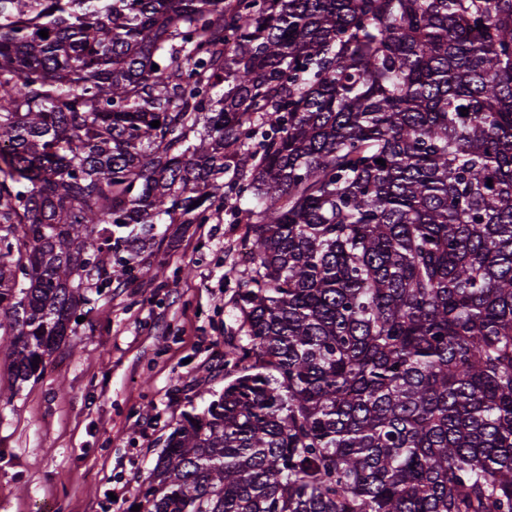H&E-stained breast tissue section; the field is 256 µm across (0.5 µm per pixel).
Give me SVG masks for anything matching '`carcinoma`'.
Listing matches in <instances>:
<instances>
[{
  "label": "carcinoma",
  "instance_id": "carcinoma-1",
  "mask_svg": "<svg viewBox=\"0 0 512 512\" xmlns=\"http://www.w3.org/2000/svg\"><path fill=\"white\" fill-rule=\"evenodd\" d=\"M231 201L245 337L145 512H512V0H0L14 381Z\"/></svg>",
  "mask_w": 512,
  "mask_h": 512
}]
</instances>
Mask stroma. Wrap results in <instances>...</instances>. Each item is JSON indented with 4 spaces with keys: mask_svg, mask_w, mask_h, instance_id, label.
<instances>
[{
    "mask_svg": "<svg viewBox=\"0 0 512 512\" xmlns=\"http://www.w3.org/2000/svg\"><path fill=\"white\" fill-rule=\"evenodd\" d=\"M245 244L229 212L172 225L165 278L93 295L38 379L0 365V512H131L184 411L224 390V340L243 336L233 303ZM126 498L112 503V490Z\"/></svg>",
    "mask_w": 512,
    "mask_h": 512,
    "instance_id": "obj_1",
    "label": "stroma"
}]
</instances>
